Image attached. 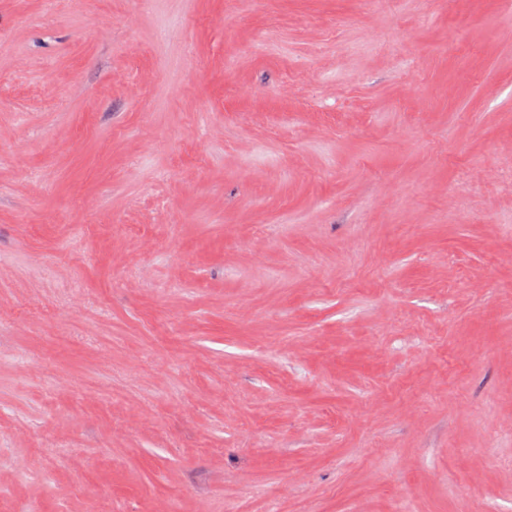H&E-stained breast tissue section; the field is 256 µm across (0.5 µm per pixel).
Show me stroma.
<instances>
[{"mask_svg":"<svg viewBox=\"0 0 512 512\" xmlns=\"http://www.w3.org/2000/svg\"><path fill=\"white\" fill-rule=\"evenodd\" d=\"M399 506L512 512V0H0V512Z\"/></svg>","mask_w":512,"mask_h":512,"instance_id":"obj_1","label":"stroma"}]
</instances>
